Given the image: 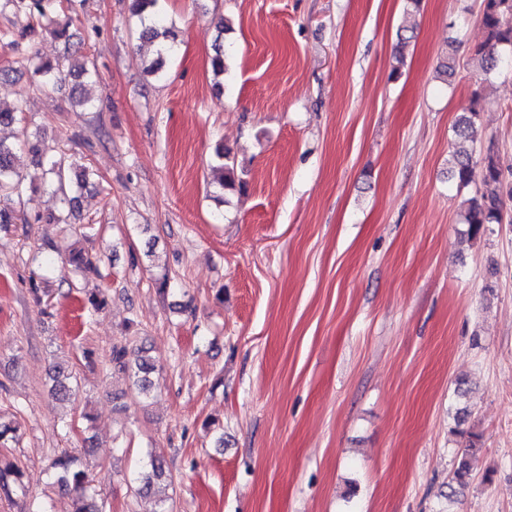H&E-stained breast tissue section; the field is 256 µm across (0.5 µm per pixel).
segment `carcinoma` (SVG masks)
<instances>
[{"label": "carcinoma", "instance_id": "carcinoma-1", "mask_svg": "<svg viewBox=\"0 0 512 512\" xmlns=\"http://www.w3.org/2000/svg\"><path fill=\"white\" fill-rule=\"evenodd\" d=\"M85 0H0V12L10 9L13 15L12 29L0 33V43L13 51L21 50V41L35 27H41L50 20V16L62 7L75 9V2ZM480 23L485 32V41L476 48L474 56L479 61V68L490 72L498 67L501 61L499 48L512 47V0H482ZM142 36L156 40L159 54L166 55L171 46L168 43L169 30L160 21L154 20L144 26ZM64 61L54 63L44 62L36 66L35 74L38 81L34 86L37 91L54 90L62 87L65 68ZM477 110L469 107L460 115L457 123V136L464 141H475V118ZM24 119V98H19L16 104L9 108L0 107V126L10 125ZM26 147L34 156L37 164L44 168V184L54 188L68 203L75 202V197L69 196L71 185L87 186L92 180L93 170L86 164L72 161L64 152L54 153L45 145L39 133L34 132L23 141L7 143L0 137V223L11 224L16 220L24 224L43 221L62 223V219L51 214L47 217L36 216L28 218L21 212L27 184L24 178L13 171L12 159L16 149ZM218 162L212 167L213 183L224 191L243 190V182L237 174V163L228 151H217ZM452 178L460 188L471 183L480 182L476 195L466 200L464 221L469 224V232L479 233L486 224H499L503 219L505 205L504 197L512 199V185L505 183L502 171L493 157L488 155L482 166H477L472 154L459 150L453 156L451 167ZM68 262L73 269L83 277L100 275L101 259L93 256L83 248H73L69 252ZM112 369L130 374L135 387V396L148 398L155 389L152 375L156 368L146 355V349L126 346H114L110 354ZM50 394L57 400H68L74 395L72 375L60 365L50 370ZM482 448L475 434L468 435L465 445L459 448L453 463L452 481L459 486L467 484L473 466ZM54 476L59 488L74 495V512H105L104 506L96 504L90 496L92 487L88 474L77 465V458L67 452L62 453L52 463ZM171 481V474L163 463L150 461L133 478L131 491L137 497L151 496L154 507L151 512H167L169 497L158 493L164 483ZM22 484V473L14 464H0V487L8 488L9 484Z\"/></svg>", "mask_w": 512, "mask_h": 512}]
</instances>
